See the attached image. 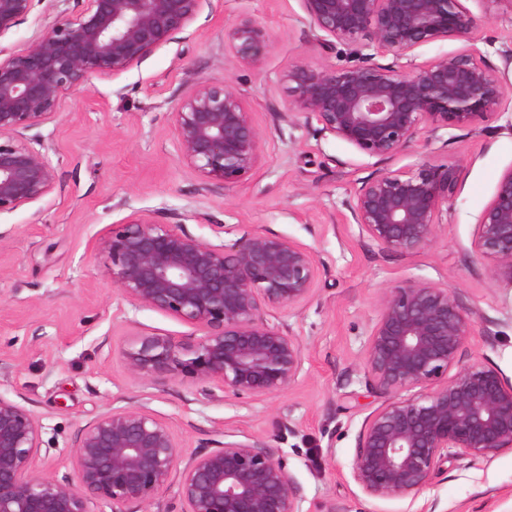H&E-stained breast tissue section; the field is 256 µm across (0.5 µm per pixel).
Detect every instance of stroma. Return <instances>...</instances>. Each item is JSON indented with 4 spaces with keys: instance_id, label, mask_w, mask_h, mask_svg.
<instances>
[{
    "instance_id": "obj_1",
    "label": "stroma",
    "mask_w": 512,
    "mask_h": 512,
    "mask_svg": "<svg viewBox=\"0 0 512 512\" xmlns=\"http://www.w3.org/2000/svg\"><path fill=\"white\" fill-rule=\"evenodd\" d=\"M477 18L471 45L493 69L512 45V0H470ZM59 0H39L0 48L22 51L57 17ZM248 18L267 31L271 49L256 69L235 64L224 33ZM315 45L300 0H214L185 38L158 48L138 66L91 78L67 96L55 121L26 136L43 143L55 187L43 199L0 215V395L40 421L50 454L46 473L68 471L80 430L113 407L146 406L194 451L217 432L237 428L282 455L302 488L305 512H409L404 500L374 501L349 476L356 439L378 398L364 384L363 345L382 292L406 281L449 289L472 315L459 365L480 362L512 380V289L492 280L472 248L475 224L501 175L512 168V101L483 130L452 129L419 139L385 161L289 121L285 69L341 65ZM231 79L263 134L262 159L247 180L202 191L175 149L171 113L197 83ZM423 161L453 162L462 183L433 245L388 255L346 223L343 200L357 183ZM137 211L191 235L219 241L225 230L288 237L310 247L319 275L313 296L282 309L279 322L304 347V369L283 392L260 401L224 393L204 399L198 384L142 381L122 350L137 335L183 336L187 326L133 308L113 287L95 241ZM437 512H512V451L492 461L449 463L419 495Z\"/></svg>"
}]
</instances>
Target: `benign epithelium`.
Returning <instances> with one entry per match:
<instances>
[{
  "label": "benign epithelium",
  "mask_w": 512,
  "mask_h": 512,
  "mask_svg": "<svg viewBox=\"0 0 512 512\" xmlns=\"http://www.w3.org/2000/svg\"><path fill=\"white\" fill-rule=\"evenodd\" d=\"M37 0H0V38ZM27 49L0 50V214L54 189L55 169L25 132L54 121L63 99L95 75L124 72L176 39L211 0H81ZM466 0H301L311 39L341 52V66H299L280 81L288 118L303 116L324 136L380 160L416 139L472 127L497 114L512 84L469 48L424 63L415 50L441 40L467 43L477 25ZM236 64L260 65L265 29L244 19L225 34ZM390 56L386 65L376 56ZM178 157L201 189L235 186L257 167L262 134L228 79L201 82L171 112ZM456 163L417 164L360 182L342 201L346 220L384 253L429 247L448 223L460 183ZM473 250L491 277L512 288V169L478 216ZM106 274L135 307L194 329L140 335L122 351L129 372L149 383L189 378L200 395L219 390L260 400L296 382L302 342L274 321L307 301L318 279L312 249L278 235L244 232L219 243L161 224L145 211L96 242ZM471 314L447 288L409 281L385 290L363 345L365 387L383 399L362 422L350 463L366 496L415 502L444 464L512 450V381L473 363L448 377L469 336ZM422 387L418 395L405 392ZM171 427L143 406L115 407L81 430L71 472L48 475L37 458L40 421L0 395V512H153L175 489L180 512H304L286 461L261 438L226 429L188 457Z\"/></svg>",
  "instance_id": "benign-epithelium-1"
}]
</instances>
